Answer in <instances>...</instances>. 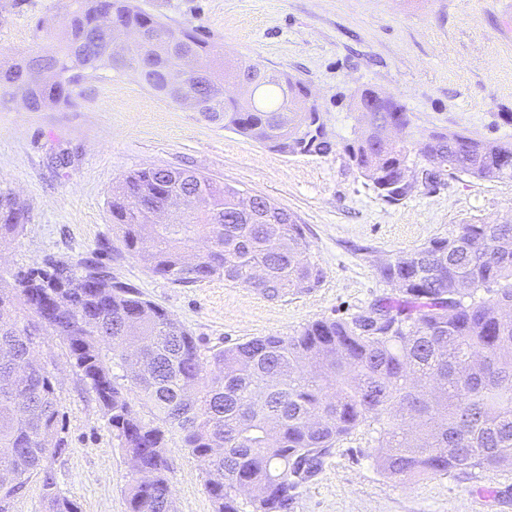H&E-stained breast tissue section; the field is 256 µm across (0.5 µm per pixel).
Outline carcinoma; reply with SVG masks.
Here are the masks:
<instances>
[{
  "label": "carcinoma",
  "instance_id": "carcinoma-1",
  "mask_svg": "<svg viewBox=\"0 0 512 512\" xmlns=\"http://www.w3.org/2000/svg\"><path fill=\"white\" fill-rule=\"evenodd\" d=\"M66 31L49 49L0 69V85L23 89L32 111L72 104L87 79L101 70H148L141 81L171 102L163 72L181 53L199 69L184 89L206 94L209 116L224 126L289 153L330 150L319 114L301 111L306 88L286 75L263 72L250 95H224V77L251 79L257 63L228 64L224 54L186 29L168 27L132 0H71ZM143 32L150 46L113 54L112 28ZM365 126L345 148L350 161L384 200L405 199L421 185L463 173L477 180L512 183V142L475 140L460 132H433L418 142L404 137L381 145L379 129L405 130V105L363 90L354 106ZM413 169V177H401ZM230 185L197 171L152 167L129 173L112 191V223L125 246L154 274L189 285L222 278L270 299L318 287L304 228L272 224L270 199L259 196L239 213ZM205 206L181 224H143L138 205L149 199L171 206L182 194ZM21 206L0 190V240L24 227ZM205 247L196 264L187 254ZM256 267L266 279L252 281ZM400 296L375 303L371 319L324 318L292 336H262L202 358L192 334L135 287L112 277L103 263L45 259V268L20 269L0 286V468L28 480L44 473L46 512H78L52 491L44 462L64 448L58 437V401L52 378L31 358L30 337L39 322L68 348L75 367L107 417L125 455L152 475L149 485L131 477L129 512H175L168 485L167 433L180 434L207 475L215 512H290L294 492L320 467L330 448L369 419L381 424L376 461L401 481L468 468H512V224H461L458 231L417 251L400 252L380 267ZM69 287L77 310L34 308L50 284ZM129 340L141 346L147 376L113 372ZM28 363L17 378L14 364ZM253 494L240 501L239 487Z\"/></svg>",
  "mask_w": 512,
  "mask_h": 512
}]
</instances>
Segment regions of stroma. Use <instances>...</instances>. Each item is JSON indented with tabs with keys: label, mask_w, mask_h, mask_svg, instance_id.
<instances>
[{
	"label": "stroma",
	"mask_w": 512,
	"mask_h": 512,
	"mask_svg": "<svg viewBox=\"0 0 512 512\" xmlns=\"http://www.w3.org/2000/svg\"><path fill=\"white\" fill-rule=\"evenodd\" d=\"M67 0H0V66L47 48L38 21L60 32ZM171 28L192 29L227 59L302 82L332 150L291 154L247 138L115 69L86 82L73 107L26 111L0 92V188L28 220L0 241V283L47 256L98 257L113 276L161 306L196 338L204 359L260 336H289L322 318L348 319L398 288L379 267L463 224L512 223V183L463 174L417 187L399 203L377 195L346 145L360 127L351 107L369 89L403 103L408 133L457 131L512 142V0H135ZM168 167L268 197L304 225L324 278L312 291L271 300L214 278L180 286L126 249L112 222L113 187L128 173ZM111 251H99L101 242ZM33 354L50 373L66 445L47 462L60 495L79 512H128V460L62 339L41 331ZM379 425L340 441L302 483L292 512H512V469L453 471L400 481L375 462ZM176 512H214L202 465L169 442Z\"/></svg>",
	"instance_id": "stroma-1"
}]
</instances>
